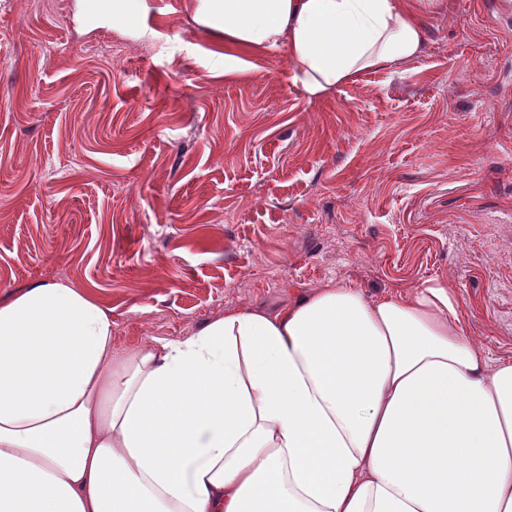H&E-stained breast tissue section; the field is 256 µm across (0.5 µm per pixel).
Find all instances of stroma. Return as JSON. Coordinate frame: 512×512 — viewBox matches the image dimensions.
<instances>
[{
    "label": "stroma",
    "mask_w": 512,
    "mask_h": 512,
    "mask_svg": "<svg viewBox=\"0 0 512 512\" xmlns=\"http://www.w3.org/2000/svg\"><path fill=\"white\" fill-rule=\"evenodd\" d=\"M415 61L308 101L285 50L225 73L187 0L130 22L0 0V294L67 281L112 345L331 278L448 280L512 354V0H445Z\"/></svg>",
    "instance_id": "obj_1"
}]
</instances>
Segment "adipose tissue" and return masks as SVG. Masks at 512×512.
Returning a JSON list of instances; mask_svg holds the SVG:
<instances>
[{
	"instance_id": "ef3b65f1",
	"label": "adipose tissue",
	"mask_w": 512,
	"mask_h": 512,
	"mask_svg": "<svg viewBox=\"0 0 512 512\" xmlns=\"http://www.w3.org/2000/svg\"><path fill=\"white\" fill-rule=\"evenodd\" d=\"M309 101L419 58L427 0H191ZM91 291L0 295V512H512V356L446 280H347L112 345Z\"/></svg>"
}]
</instances>
